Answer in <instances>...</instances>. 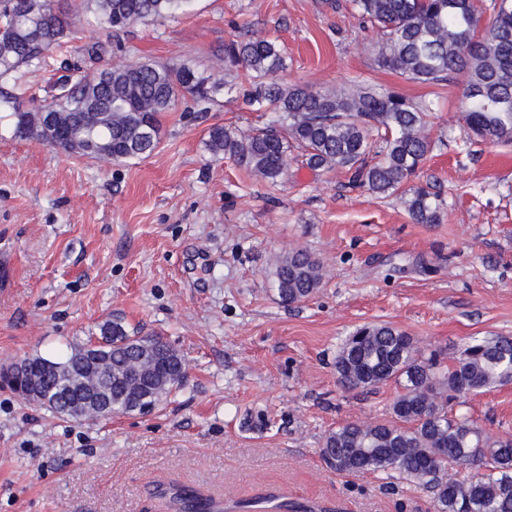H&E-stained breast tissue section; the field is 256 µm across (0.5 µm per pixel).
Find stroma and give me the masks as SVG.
I'll use <instances>...</instances> for the list:
<instances>
[{"instance_id": "obj_1", "label": "stroma", "mask_w": 512, "mask_h": 512, "mask_svg": "<svg viewBox=\"0 0 512 512\" xmlns=\"http://www.w3.org/2000/svg\"><path fill=\"white\" fill-rule=\"evenodd\" d=\"M64 55L18 72L26 99L56 95L63 68L186 64L218 85L206 111L178 103L147 158L119 165L14 138L0 121V365L56 358L119 319L158 334L187 364L183 386L148 415L74 420L0 388V512H162L156 484L227 502L272 497L328 512H434L400 478L338 473L319 455L348 421L389 416L395 383L342 389L335 359L365 323L405 330L423 353L455 356L472 337L512 338V143L467 137L463 85L412 83L375 61L376 36L347 0H189L175 15L113 33L82 0ZM278 40L284 85L333 89L352 79L436 100L417 180L448 207L411 223L398 196L347 188L341 171L296 158L273 185L214 157L207 131L273 120L230 100L224 46L240 29ZM101 57L88 54L92 44ZM326 271L311 299L283 304L273 263L289 248ZM491 435L512 433V383L462 407Z\"/></svg>"}]
</instances>
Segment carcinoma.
<instances>
[{
	"label": "carcinoma",
	"mask_w": 512,
	"mask_h": 512,
	"mask_svg": "<svg viewBox=\"0 0 512 512\" xmlns=\"http://www.w3.org/2000/svg\"><path fill=\"white\" fill-rule=\"evenodd\" d=\"M185 0H84L97 24L114 30L173 15ZM351 8L379 35L378 65L408 80L440 85L452 74L465 85L467 133L484 141L512 139V0H492L493 19L483 23L474 0H349ZM44 0H0V80L23 66L39 65L63 47L72 32L68 11L43 9ZM227 62L246 71L244 102L276 120L243 131L223 125L208 130L207 146L278 184L288 177V156L299 152L313 171L339 170L348 185L377 195L398 193L414 224H438L445 200L411 184L426 160L430 141L426 118L434 102H416L387 89L353 80L335 90L286 86L278 75L286 57L277 41L256 37L224 47ZM60 93L46 105L23 108L0 86L13 135L35 137L68 155L117 164L146 158L161 142V117L190 96L210 99L215 86L187 66L152 62H112L76 81L58 79ZM53 126L43 129L44 114ZM376 135L382 145L371 150ZM277 292L286 304L312 297L321 288L320 264L293 249L275 265ZM106 345L85 383L112 397L108 412L69 414L61 398L73 384V363L92 342L53 361L42 379L43 405L81 419L155 409L187 375L184 358L160 335L138 336L119 320L100 326ZM338 382L347 389H371L395 382L401 391L390 405L391 419L363 425L347 422L329 431L320 453L338 472L399 478L433 495L437 512H512V438H493L466 414L454 413L468 395L512 382V338L475 339L452 364L425 357L405 331L388 324L356 329L340 345L335 361ZM471 469L466 479L451 468ZM174 512H217L202 490L170 484L157 490Z\"/></svg>",
	"instance_id": "cac0c4a2"
}]
</instances>
